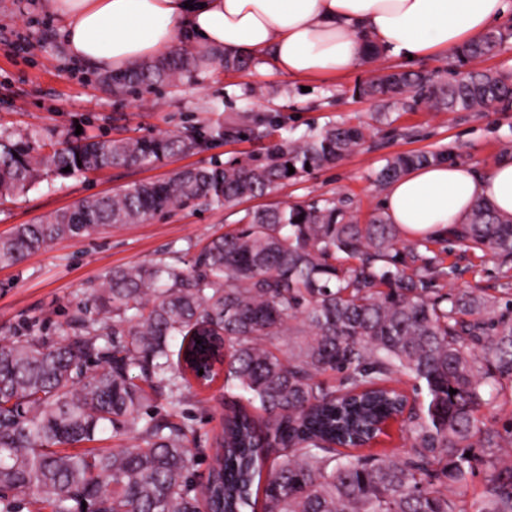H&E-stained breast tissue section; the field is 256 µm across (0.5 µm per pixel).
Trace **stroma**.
<instances>
[{
  "mask_svg": "<svg viewBox=\"0 0 512 512\" xmlns=\"http://www.w3.org/2000/svg\"><path fill=\"white\" fill-rule=\"evenodd\" d=\"M399 63V58L385 53L365 61L347 77L311 80L305 92L301 81L285 78L270 59L256 57L241 71L209 70L177 87L155 85L116 95L105 90L100 73L83 70L71 60L59 23L46 13L43 0H0V128L34 130L47 143L78 129L115 138L149 137L175 134L244 109L280 115L295 137L332 124H361L366 138L359 149L335 165L288 182L275 194L242 200L238 208L332 198L364 223L381 209L383 190L374 176L391 156L444 150L452 160L483 172L512 149V112H436L419 101L398 112L381 100L360 95V86L375 70ZM478 65L512 72V40ZM478 65L449 53L427 58L416 68L458 73ZM264 147V141L250 136L153 166L110 168L87 177L41 182L23 195L0 199V236L79 198L164 179L188 166L249 162L260 157ZM235 220L222 208H178L81 242L61 240L18 265L0 266V344L26 329L58 338L69 310L107 272L203 244L224 234ZM432 249L444 265L456 268L455 277L438 280V287L449 290L470 284L497 295L512 284V262L463 251L445 238L433 243ZM233 403L221 382L195 384L184 394L179 417L198 436L210 437L220 432L224 412Z\"/></svg>",
  "mask_w": 512,
  "mask_h": 512,
  "instance_id": "35a3bbf8",
  "label": "stroma"
}]
</instances>
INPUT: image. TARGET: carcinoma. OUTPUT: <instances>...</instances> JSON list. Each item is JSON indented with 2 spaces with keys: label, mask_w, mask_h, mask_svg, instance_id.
<instances>
[{
  "label": "carcinoma",
  "mask_w": 512,
  "mask_h": 512,
  "mask_svg": "<svg viewBox=\"0 0 512 512\" xmlns=\"http://www.w3.org/2000/svg\"><path fill=\"white\" fill-rule=\"evenodd\" d=\"M511 37L509 29L489 30L458 53L489 58ZM213 65L236 71L246 61L174 50L103 83L116 94L177 87ZM360 93L394 107L418 97L436 112L512 111V75L491 69L443 80L387 67ZM261 127L270 135L283 123L242 112L179 134L66 139L50 153L33 132L0 131V196L27 192L49 175L153 164ZM363 142L360 128L327 126L272 142L261 161L185 167L165 180L85 196L0 237V265L175 207L231 208ZM447 160L442 152L401 153L376 183ZM449 234L467 250L512 261V218L488 202ZM432 242L406 243L382 212L361 224L328 199L278 202L245 211L188 261L174 251L112 270L73 310L60 340L29 335L0 345V512H22L29 499L49 512H74L84 501L98 512H256L253 487L269 459L261 512H512V422L503 435L475 416L483 406L512 404V299L479 288L441 291L436 282L450 271L420 252ZM201 369L209 383L224 378V390L240 399L212 439L204 484L194 479L187 448L194 430L176 420L190 375ZM328 372L341 374L338 384L321 379ZM402 376L426 399L402 421L407 448L357 453L403 413L406 398L393 387ZM159 398L170 412L145 411ZM107 429L134 433L139 443L56 451ZM480 466L484 484L467 506L458 496Z\"/></svg>",
  "instance_id": "obj_1"
}]
</instances>
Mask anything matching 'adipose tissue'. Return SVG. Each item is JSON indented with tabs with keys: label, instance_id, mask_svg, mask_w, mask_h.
I'll return each instance as SVG.
<instances>
[{
	"label": "adipose tissue",
	"instance_id": "ef3b65f1",
	"mask_svg": "<svg viewBox=\"0 0 512 512\" xmlns=\"http://www.w3.org/2000/svg\"><path fill=\"white\" fill-rule=\"evenodd\" d=\"M71 58L118 71L188 38L202 50L259 55L289 79L345 77L363 36L400 59L453 52L497 25L507 0H45ZM512 218V151L488 171L443 161L386 185L381 205L408 238L444 237L476 202Z\"/></svg>",
	"mask_w": 512,
	"mask_h": 512
}]
</instances>
